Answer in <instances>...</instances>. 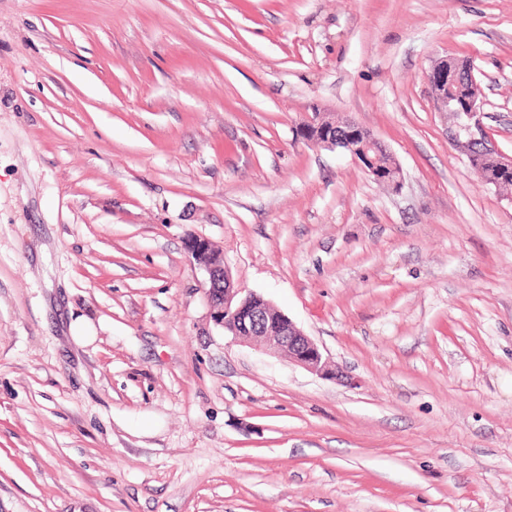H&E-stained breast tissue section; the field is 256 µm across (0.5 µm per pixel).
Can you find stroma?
<instances>
[{
    "label": "stroma",
    "mask_w": 512,
    "mask_h": 512,
    "mask_svg": "<svg viewBox=\"0 0 512 512\" xmlns=\"http://www.w3.org/2000/svg\"><path fill=\"white\" fill-rule=\"evenodd\" d=\"M445 55L512 155V0H0V512H512V193ZM192 236L354 385L225 334ZM463 70L452 63L446 56L436 61L426 73V82L433 98L439 105L440 112L448 120V114L455 120L458 128L456 139L461 135L466 137L465 142H459L463 147L470 149L479 144L482 152L493 159L498 170L512 171V156H506L495 148L483 135L482 117L483 99L480 97L478 84L473 81V94L466 98H458L455 87H462ZM479 137H476V136ZM328 118L324 114L315 113L310 122L301 124L296 130L299 133H305L307 129L315 128L317 130L316 137L311 141L305 140L315 145L332 149L341 148L340 145H343L348 150L347 153L368 175L372 174L373 171L384 174L391 190L398 192L403 183L402 173L398 165L397 167H390L382 161V154L384 156L390 154L387 147L353 121H349V124L357 127L358 131L352 132L346 129L342 135H338L336 134V126L329 127L327 124ZM385 162L390 165L393 164L389 156H385ZM364 163L369 166L366 167Z\"/></svg>",
    "instance_id": "obj_1"
}]
</instances>
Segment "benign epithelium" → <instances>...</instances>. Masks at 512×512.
<instances>
[{
    "label": "benign epithelium",
    "instance_id": "benign-epithelium-1",
    "mask_svg": "<svg viewBox=\"0 0 512 512\" xmlns=\"http://www.w3.org/2000/svg\"><path fill=\"white\" fill-rule=\"evenodd\" d=\"M462 76L463 71L445 57L431 66L426 73V82L439 110L449 114L456 122L458 135L466 137L462 146L470 149L478 144L482 152L493 159L497 169L512 171V156L501 153L483 135V99L478 84H473V94L466 98L457 97L456 88L462 86ZM327 121V116L317 113L311 121L297 127V131L304 133L316 129V137L311 143L332 149L345 147L367 174L375 171L382 173L392 191L401 189V170L384 164L382 156L389 154V151L381 141L360 126L355 132L347 130L338 135L336 126L328 125ZM186 248L203 264L204 290L210 304L211 318L225 332L266 354L286 357L288 361L321 378H343L319 345L270 301L257 293H246L234 286L224 263L223 252L210 240L192 237L187 240Z\"/></svg>",
    "mask_w": 512,
    "mask_h": 512
}]
</instances>
